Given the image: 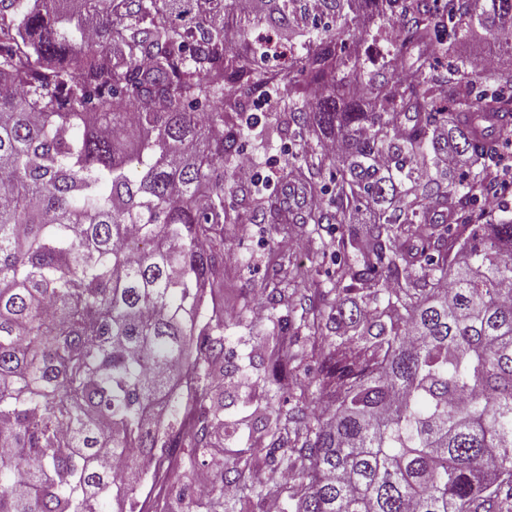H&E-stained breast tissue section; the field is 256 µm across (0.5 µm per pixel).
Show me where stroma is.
Instances as JSON below:
<instances>
[{"instance_id":"35a3bbf8","label":"stroma","mask_w":512,"mask_h":512,"mask_svg":"<svg viewBox=\"0 0 512 512\" xmlns=\"http://www.w3.org/2000/svg\"><path fill=\"white\" fill-rule=\"evenodd\" d=\"M362 39L349 42L347 50L360 59L366 71L381 69L391 45L390 30L383 18H365ZM279 35L292 38L295 44H303L309 31L293 24L272 23L265 20L251 21L247 28L231 24L227 36L233 41H246L258 45L262 37ZM241 112L235 118V133L239 152L248 156L259 171L281 172L288 161L303 154L311 133H298L291 128L277 129L278 114L275 110L279 95L264 96L242 89ZM272 193L286 192L284 182H277ZM270 191L243 184L235 177L234 164L224 167V207L228 210L245 211L255 207ZM216 232L224 238L225 253L235 260L225 263L224 276L213 288L207 289V303L223 309L232 318L228 342L235 348L251 378L264 379L267 368V345L262 340L263 324L254 322L246 312L257 298L266 296L275 285H282L284 294L278 304L279 314L298 319L300 299L305 289L329 288L336 280V266L321 255V242L308 232L307 226L289 225L287 230L273 228L262 219L247 224L217 226ZM299 341L295 347L301 361L290 377L291 386H299L307 380L308 368L314 367L327 349L328 328L318 332L298 328ZM225 420L236 424L237 434L227 440L226 448L237 449L263 437L264 432L255 411L256 404L249 400L245 389L238 387L236 379L225 378ZM194 450L184 446L179 460L164 476L160 487L151 491L138 487L137 497H149V512H167L178 493L195 494L205 488L212 477L211 466L193 465Z\"/></svg>"}]
</instances>
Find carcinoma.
<instances>
[{
    "label": "carcinoma",
    "instance_id": "obj_1",
    "mask_svg": "<svg viewBox=\"0 0 512 512\" xmlns=\"http://www.w3.org/2000/svg\"><path fill=\"white\" fill-rule=\"evenodd\" d=\"M298 0H265L282 22ZM316 0L325 35L273 72L229 52L224 0H0V512H109L133 497L138 452L180 424L224 456V372L244 373L224 319L202 320L220 279L224 160L239 90L288 84L276 111L317 141L285 179L337 207L262 201L271 223L372 219L322 254L359 252L299 322L335 338L285 411L297 355L265 298L267 443L235 450L206 512H506L512 488V217L476 214L497 148L512 143V68L454 54L474 24L512 23V0ZM377 11L402 36L365 75L347 40ZM415 48L416 66L400 67ZM340 141L341 152L323 146ZM468 169L443 166L448 152ZM383 156L379 163L376 157ZM453 217L456 227H448ZM365 294L346 306L342 293Z\"/></svg>",
    "mask_w": 512,
    "mask_h": 512
}]
</instances>
